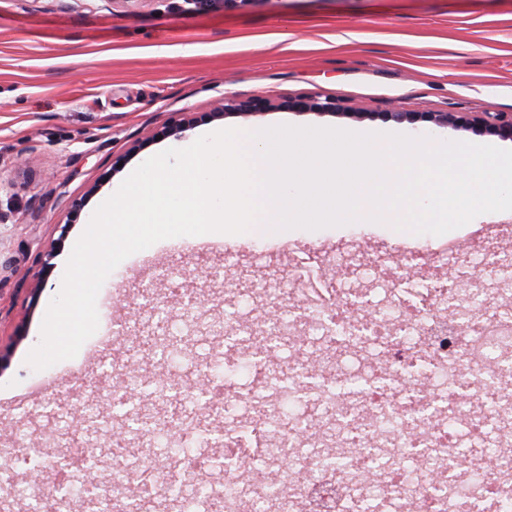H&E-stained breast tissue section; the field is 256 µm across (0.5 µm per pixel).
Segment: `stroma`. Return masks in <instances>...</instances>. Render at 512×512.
Instances as JSON below:
<instances>
[{"label":"stroma","instance_id":"obj_1","mask_svg":"<svg viewBox=\"0 0 512 512\" xmlns=\"http://www.w3.org/2000/svg\"><path fill=\"white\" fill-rule=\"evenodd\" d=\"M194 45L191 53L182 52ZM167 47L166 56L156 54ZM341 99L352 115L299 112L295 98ZM273 97L279 107L247 116L211 118L222 97ZM512 112V0H222L193 11L183 0H0V447L14 457L38 454L39 480L22 465L0 472V512H32L54 493L57 469L75 445L89 463L113 473L109 429L86 432L71 404L92 401L103 374L136 358L143 378L116 419L141 408L171 413L182 397L153 396L155 382L206 385L203 368L224 359L218 332L224 311L261 315L243 303L248 282L287 276L311 256L312 282L334 278L338 254L387 251L400 277L414 250L432 256L448 238L463 245L440 268L444 278L468 275L469 252H512V211L497 212L448 235L414 234L391 224L291 228L281 240L239 234L197 241L169 238L133 254L107 277L97 296L98 329L74 358L47 369L26 362L40 341L47 307L67 259L94 210L128 172L168 148H183L211 131L279 125L353 133L427 136L512 149V140L469 127L396 123L382 114ZM189 127L168 132L184 110ZM120 166H113L114 158ZM83 199L66 220L58 191ZM195 296L197 318L180 316ZM213 443L195 448L211 483L224 477L222 441L232 423L221 406L204 413Z\"/></svg>","mask_w":512,"mask_h":512}]
</instances>
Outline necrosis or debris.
<instances>
[{"label":"necrosis or debris","mask_w":512,"mask_h":512,"mask_svg":"<svg viewBox=\"0 0 512 512\" xmlns=\"http://www.w3.org/2000/svg\"><path fill=\"white\" fill-rule=\"evenodd\" d=\"M276 302L254 327L224 315V363L248 361L226 395L251 445L224 464L221 512H387L393 487L404 512H502L512 504V427L498 433L488 469L459 462L494 418L512 424V383L491 343L512 316L485 318L480 289L418 288L380 300L329 283L300 303L257 282ZM287 469L273 476L279 457Z\"/></svg>","instance_id":"4bbe7bcc"}]
</instances>
